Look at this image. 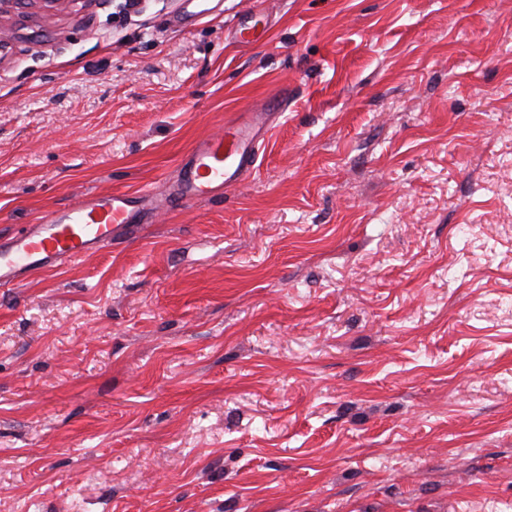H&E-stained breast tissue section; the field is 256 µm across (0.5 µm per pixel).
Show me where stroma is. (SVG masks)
Instances as JSON below:
<instances>
[{
	"label": "stroma",
	"instance_id": "obj_1",
	"mask_svg": "<svg viewBox=\"0 0 512 512\" xmlns=\"http://www.w3.org/2000/svg\"><path fill=\"white\" fill-rule=\"evenodd\" d=\"M258 9L267 43H231ZM0 60V512H512V0H61ZM287 95L238 188L181 156ZM151 193L87 195L45 216L0 242V287L18 283L26 274L52 270L112 245V232L135 224L150 209Z\"/></svg>",
	"mask_w": 512,
	"mask_h": 512
}]
</instances>
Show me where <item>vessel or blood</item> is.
Instances as JSON below:
<instances>
[{
    "mask_svg": "<svg viewBox=\"0 0 512 512\" xmlns=\"http://www.w3.org/2000/svg\"><path fill=\"white\" fill-rule=\"evenodd\" d=\"M269 29L268 15L249 11L236 18L233 39L242 46L255 45L264 42ZM286 104V98H278L268 103L266 111L225 123L197 139L180 161L172 189L174 201L184 204L207 200L224 188L246 182L253 174L274 111ZM150 206L151 193L145 190L133 195H89L55 209L40 223L0 242V287L16 284L28 273L52 270L110 246L113 230L135 223Z\"/></svg>",
    "mask_w": 512,
    "mask_h": 512,
    "instance_id": "vessel-or-blood-1",
    "label": "vessel or blood"
}]
</instances>
